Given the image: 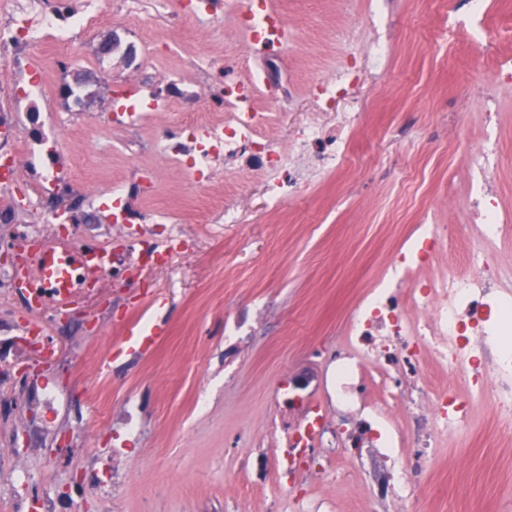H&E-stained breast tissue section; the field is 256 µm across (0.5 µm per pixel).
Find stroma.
I'll use <instances>...</instances> for the list:
<instances>
[{"instance_id": "1", "label": "stroma", "mask_w": 512, "mask_h": 512, "mask_svg": "<svg viewBox=\"0 0 512 512\" xmlns=\"http://www.w3.org/2000/svg\"><path fill=\"white\" fill-rule=\"evenodd\" d=\"M270 3L292 24L282 45L247 47L189 13L174 49L157 26L115 14L82 30L66 59L47 48L35 66L0 78V109L37 163L18 192L34 186L51 149L64 176L91 177L103 193L66 197L72 241L119 250L181 243L170 268L142 267L134 282L105 278L83 311H42L52 357L38 368L15 341L23 302L0 287V367L9 371L0 380V512H290L287 484L264 463L269 450L285 455L300 419L278 388L315 375L312 399L329 408L330 371L315 351L335 342L420 204L431 223H463L488 95L500 112L495 184L512 210V91L496 86L491 61L473 63L469 33L449 29L440 0H388L385 67L360 73L339 102L362 115L345 167L275 209L249 154L203 175L176 168L154 141L166 130L185 151L195 147L179 104L193 59L223 55L215 83L261 76L257 100L278 112L269 133L283 142L315 109L311 83L368 23V0ZM107 39L117 47L103 58L97 47ZM130 95L148 117L128 125L116 111ZM228 171L247 201L235 224L212 211ZM450 192L451 212L440 207ZM116 209L127 223H113ZM158 209L171 223H153ZM132 326L148 344H126ZM385 471L383 458L367 454L303 493L316 512H347L352 496L375 494ZM244 479L256 494L240 495ZM426 481L431 512H512V435L491 400L475 401L472 422L438 449Z\"/></svg>"}]
</instances>
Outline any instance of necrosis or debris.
<instances>
[{
	"label": "necrosis or debris",
	"instance_id": "necrosis-or-debris-1",
	"mask_svg": "<svg viewBox=\"0 0 512 512\" xmlns=\"http://www.w3.org/2000/svg\"><path fill=\"white\" fill-rule=\"evenodd\" d=\"M98 0H84L70 13L67 26H59L55 13L46 12L42 0H13L8 21H0V71L34 47L51 42L59 55H69L76 35L99 12ZM202 22L231 20L247 42L266 45L271 15L263 9H204ZM388 51L386 41L350 38L336 68L311 89L323 108L333 111L332 121L320 115L303 119L288 141L260 136L275 115L259 110L246 83L216 85V97L225 105L223 115L206 125L188 119L183 129L198 142L197 152L184 157L167 136L157 140L174 164L197 172L208 170L216 155L232 159L251 153L262 161L268 202L278 206L294 193L346 158L353 131L361 116L338 112L334 106L357 76L358 67L378 70ZM484 108V141L469 169L468 220L453 237L442 225H415L405 242L394 250L387 273L352 311L343 337L328 347L331 379L336 384V416L317 411L306 394L311 377L284 384L280 395L289 407L317 419L311 435L290 437L293 448H331L337 469L353 462L356 448H402L406 455L394 460L391 497L399 512H425L423 474L442 439L468 426L471 402L461 400L458 385L482 398H491L499 424L512 429V269L493 264L488 254L496 242L512 232V213L505 211L493 176L501 162L494 99ZM71 184L58 179L54 169L41 174L27 205L31 221L17 237V245L41 242V222L67 224L68 208L59 205L43 213L38 200L62 197ZM448 244L453 260L438 264L441 244ZM379 389L376 402L366 396L368 384Z\"/></svg>",
	"mask_w": 512,
	"mask_h": 512
}]
</instances>
